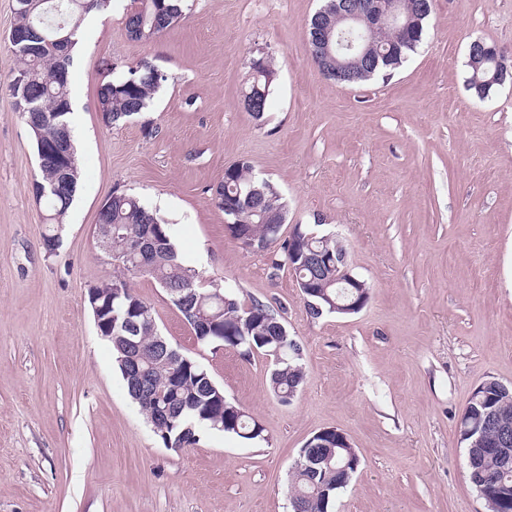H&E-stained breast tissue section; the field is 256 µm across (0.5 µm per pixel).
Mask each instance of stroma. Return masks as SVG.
Masks as SVG:
<instances>
[{
	"instance_id": "35a3bbf8",
	"label": "stroma",
	"mask_w": 512,
	"mask_h": 512,
	"mask_svg": "<svg viewBox=\"0 0 512 512\" xmlns=\"http://www.w3.org/2000/svg\"><path fill=\"white\" fill-rule=\"evenodd\" d=\"M130 6L112 0L79 33L80 188L53 255L31 133L0 90V512H290L289 469L323 429L360 458L334 512H488L458 424L482 381L512 386V79L478 98L467 61L481 40L512 69V0H434L418 53L354 85L311 59L320 0H187L149 41L129 37ZM259 49L278 69L260 123L242 104ZM144 61L167 82L146 112L107 124L100 88ZM241 159L284 195L283 232L318 220L336 234L369 287L358 313L312 318L288 268L229 236L213 194ZM117 189L173 225L186 264L270 304L300 343L305 384L285 405L265 356L201 345L154 280H131L265 441L207 430L176 451L128 396L88 303L112 275L95 224Z\"/></svg>"
}]
</instances>
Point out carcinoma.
I'll return each instance as SVG.
<instances>
[{
  "instance_id": "cac0c4a2",
  "label": "carcinoma",
  "mask_w": 512,
  "mask_h": 512,
  "mask_svg": "<svg viewBox=\"0 0 512 512\" xmlns=\"http://www.w3.org/2000/svg\"><path fill=\"white\" fill-rule=\"evenodd\" d=\"M14 25L30 30V39L18 45L9 44L17 60L6 82L3 83L14 101L17 111H25L24 118L32 120L30 128L35 144L48 145L64 135L70 126L71 113L69 67L73 49L79 42L82 22L89 12L82 10L84 0H15ZM136 6L126 14V28L137 31L136 39L150 40L160 32L177 25L183 16L182 0H132ZM423 38L415 37L396 46L384 42L370 50L368 61L351 66L345 83L358 84L381 70L395 69L405 63L421 45ZM319 71L336 79L335 62L326 61L322 51L309 48ZM468 84L476 95L490 93L485 84L493 66L484 62L478 66L468 62ZM251 82L248 91L259 87L261 93L251 102L249 112L263 119L271 93L265 75L276 73L269 55H263L260 67L249 62ZM167 81L157 67L145 61L128 74L112 83V92L104 100L109 124L125 123L146 111L157 90ZM67 167L70 179L58 178V163L52 157L39 165V176L34 186L48 190L44 201L51 210V224L60 226L63 217L76 196L80 181L75 145L68 147ZM214 201L229 221L246 230L251 240L268 249L269 267L276 272L288 264V240L280 241L265 215L273 213L287 218L288 205L283 195L270 183L251 174L248 162L240 160L224 173V180L216 187ZM112 225V253L120 256L128 248L133 235L152 233L151 255L144 267L133 263L112 264V278L96 285L97 297L110 296L111 286L120 283L122 296L114 301L111 330L103 331L112 347V354L121 372L128 395L138 404L153 428V432L167 448L184 449L196 445L204 429L222 431L248 441H263L264 429L240 406L230 402L208 370L200 363L183 356L176 358L178 349L158 331L153 308L128 282V276L141 275L153 279L165 292L172 305L191 326L197 342L219 344L240 351L250 358L254 354L283 361L269 362L270 392L279 401L301 390L305 382L300 346L287 331L278 315L269 305L253 300L245 303L232 291L216 288L203 281L196 268L180 257L172 225L142 204L133 194L115 190L105 214ZM300 231L307 239L300 247L307 253L336 254L345 250L336 237L317 234L303 225ZM314 280V292L306 295L308 302L320 305L323 312L333 313L331 303L336 301V285L327 279L324 269L305 270V280ZM321 312V313H323ZM321 313L311 311L314 318ZM480 392L473 393L461 418L460 425H482L480 399L490 394L506 404L512 415V394L498 391V381L487 379ZM311 447L324 455L318 470L311 471L304 464L294 463L288 489L290 503L302 506V512H331L340 493L336 487L339 470L349 459L359 460L356 450L346 447L336 430H325L313 435ZM467 476L476 492L484 495L488 512H512V464L504 466L495 453L477 457L467 466Z\"/></svg>"
}]
</instances>
